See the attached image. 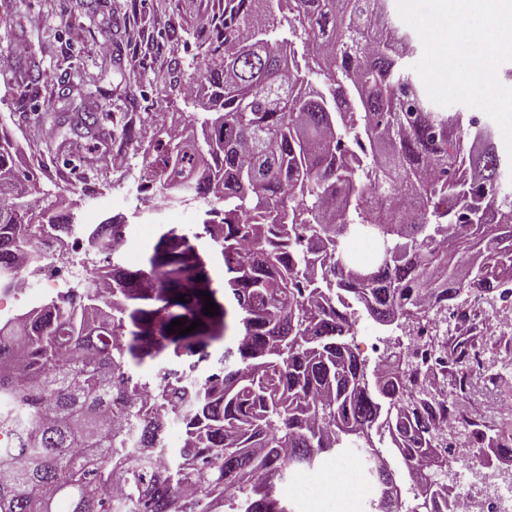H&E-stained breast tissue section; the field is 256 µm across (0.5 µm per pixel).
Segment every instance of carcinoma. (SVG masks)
Instances as JSON below:
<instances>
[{"label":"carcinoma","instance_id":"carcinoma-1","mask_svg":"<svg viewBox=\"0 0 512 512\" xmlns=\"http://www.w3.org/2000/svg\"><path fill=\"white\" fill-rule=\"evenodd\" d=\"M417 42L388 0H225L200 129L160 126L142 185L170 203L217 196L194 237L211 242L224 303L204 313L205 264L169 239L148 267L116 260L0 322V512H197L185 488L224 512H290L276 483L352 447L372 460V512L427 497L455 512L443 482L415 480L409 505L395 484L394 457L420 475L442 431L422 368L392 354L370 371L352 348V300L388 326L512 295V159L474 113L428 103L406 70ZM37 182L0 129V274L43 262L75 223ZM120 229L107 217L91 243ZM361 232L388 252L350 259L342 244ZM228 329L205 383L174 373ZM171 418L183 439L169 449ZM165 450L170 466L153 468Z\"/></svg>","mask_w":512,"mask_h":512}]
</instances>
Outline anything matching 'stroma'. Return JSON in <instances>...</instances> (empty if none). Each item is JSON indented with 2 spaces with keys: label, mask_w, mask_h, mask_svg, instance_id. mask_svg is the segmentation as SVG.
<instances>
[{
  "label": "stroma",
  "mask_w": 512,
  "mask_h": 512,
  "mask_svg": "<svg viewBox=\"0 0 512 512\" xmlns=\"http://www.w3.org/2000/svg\"><path fill=\"white\" fill-rule=\"evenodd\" d=\"M224 19V0H0V120L14 131L21 158L36 170L38 190L76 204L80 222L129 214V203L157 137L160 115L190 123L206 100L209 43ZM111 51L99 57L98 41ZM26 45L23 54L13 45ZM93 112L99 126L78 128L77 115ZM124 150L128 165L112 169L108 155ZM193 217L183 207L130 241L146 264L163 234L190 236ZM505 304L482 299L468 322L449 318L434 338L449 361L439 369L442 392L462 400L467 417L490 431L512 433V327L498 324ZM354 344L361 358L417 343L415 331L384 326L364 309L355 314ZM470 345L485 369L463 375L452 363L457 344ZM469 426H455L437 450L453 488L482 490L479 474H512V456L478 441Z\"/></svg>",
  "instance_id": "1"
}]
</instances>
